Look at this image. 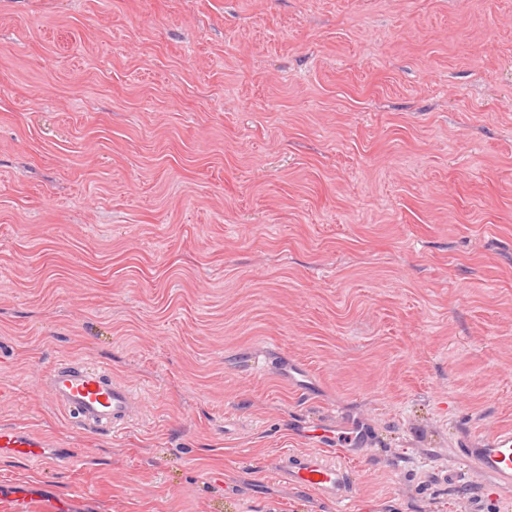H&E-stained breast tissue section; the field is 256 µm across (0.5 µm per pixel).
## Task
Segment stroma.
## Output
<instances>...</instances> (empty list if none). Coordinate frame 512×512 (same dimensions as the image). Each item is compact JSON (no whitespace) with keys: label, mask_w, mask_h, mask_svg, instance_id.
Segmentation results:
<instances>
[{"label":"stroma","mask_w":512,"mask_h":512,"mask_svg":"<svg viewBox=\"0 0 512 512\" xmlns=\"http://www.w3.org/2000/svg\"><path fill=\"white\" fill-rule=\"evenodd\" d=\"M0 426V512H512V0H0ZM44 388L68 423L88 432L113 431L140 415L131 388L107 369L61 361L47 373ZM47 442L18 428H0V450L20 459H42L45 464L53 460L47 454ZM462 455L473 461L478 471L492 481L493 487L512 485V431L501 429L485 434L482 448L465 442ZM278 471L292 484L312 489L346 510L350 472L341 461L314 452L287 454L279 459Z\"/></svg>","instance_id":"stroma-1"}]
</instances>
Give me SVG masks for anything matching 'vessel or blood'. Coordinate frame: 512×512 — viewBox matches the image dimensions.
Wrapping results in <instances>:
<instances>
[{"label":"vessel or blood","instance_id":"1","mask_svg":"<svg viewBox=\"0 0 512 512\" xmlns=\"http://www.w3.org/2000/svg\"><path fill=\"white\" fill-rule=\"evenodd\" d=\"M44 388L70 424L88 432L115 431L140 414L131 388L103 367L61 361L47 373ZM47 443L18 428H0V450L20 459H47ZM462 455L494 486L512 485V431L485 434L481 447L465 446ZM278 470L294 485L316 491L339 507L350 501L347 467L326 455L308 452L280 458Z\"/></svg>","mask_w":512,"mask_h":512}]
</instances>
